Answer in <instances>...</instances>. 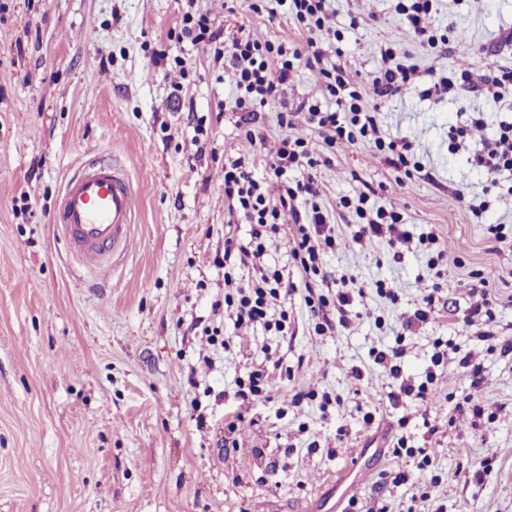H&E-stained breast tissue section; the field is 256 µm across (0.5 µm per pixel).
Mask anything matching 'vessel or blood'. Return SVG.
Listing matches in <instances>:
<instances>
[{"label": "vessel or blood", "instance_id": "vessel-or-blood-1", "mask_svg": "<svg viewBox=\"0 0 512 512\" xmlns=\"http://www.w3.org/2000/svg\"><path fill=\"white\" fill-rule=\"evenodd\" d=\"M134 218V189L122 165L88 159L65 183L52 222L72 256L102 271L120 257Z\"/></svg>", "mask_w": 512, "mask_h": 512}]
</instances>
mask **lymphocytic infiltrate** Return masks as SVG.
<instances>
[{"label":"lymphocytic infiltrate","instance_id":"obj_1","mask_svg":"<svg viewBox=\"0 0 512 512\" xmlns=\"http://www.w3.org/2000/svg\"><path fill=\"white\" fill-rule=\"evenodd\" d=\"M285 6L298 28L307 35L305 49H298L287 41L260 40L244 29L230 33L217 27L204 15H184L180 37L194 42L208 43L215 62L221 63L223 78L236 92L237 124L250 128L258 118V111L267 104L279 105V124L291 127L298 119L314 129L315 140L283 136L271 158L270 169L274 185L257 181L245 157L239 156L224 163V199L227 203L231 230L224 233V303L233 309L237 323H266L269 300H284L295 285L283 273H261L259 278L243 283L232 270L237 265L263 256L266 240L280 234L282 211H290L289 253L302 274L307 292L306 304L315 320L318 334H333L348 325L351 298L345 291L344 280L336 279L323 268L322 255L335 245V227L330 215L317 200L318 188L314 177L305 181H290L288 173L298 167L315 168L336 144L364 141L383 151L388 165L397 170L408 169L412 147L404 140H384L372 104L399 96L412 88H422L424 96L443 99L458 91L473 90L489 105L499 107L512 101V68L498 59L495 52L485 55L484 74L480 85L461 80L453 71L419 70L414 65L399 63L400 52L393 44L380 47L381 65L371 79L356 84L347 77L344 66H327L328 53L324 49L322 32L329 28L331 18L328 0H277ZM438 0H410L398 4L397 10L424 48L446 44L447 34L438 33L429 17ZM305 60L308 68L320 70L324 90L336 101L332 110H322L319 103L288 100L297 60ZM472 165L483 168L491 178L512 173V123H502L498 138L483 152L470 158ZM367 193H360L356 202L342 201L341 206L358 220L356 241L388 237L391 245L410 247L412 243H434V235L412 237L403 226V218L396 211L377 210L368 215L365 206ZM247 223L248 237H239L234 225ZM281 380L277 366L266 365L250 372L240 381L236 396L237 407L225 420L228 432L239 431L254 403L276 391Z\"/></svg>","mask_w":512,"mask_h":512}]
</instances>
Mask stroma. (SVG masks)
I'll list each match as a JSON object with an SVG mask.
<instances>
[{
	"label": "stroma",
	"instance_id": "stroma-1",
	"mask_svg": "<svg viewBox=\"0 0 512 512\" xmlns=\"http://www.w3.org/2000/svg\"><path fill=\"white\" fill-rule=\"evenodd\" d=\"M397 2L331 0L353 82L380 67L387 42L420 68L465 70L475 82L481 50H499L512 66V44L501 43L512 0H442L431 24L465 38L466 57L430 56ZM187 12L305 45L275 0H0V512H328L330 501L344 512L338 485L356 452L374 465L355 493L357 512H408L416 500L423 512H512V353L501 352L512 341V180L491 183L467 160L512 112H486L484 128L454 151L449 127L483 110L481 99L413 91L380 103L385 136L408 140L425 176L407 179L362 144L337 146L311 173L335 219L324 266L351 280L347 328L315 334L301 273L279 237L261 263L298 285L270 310L287 311L288 332L239 326L215 261L224 252V160L245 156L269 182L275 141L314 131L302 119L281 128L270 104L251 143L209 47L170 35ZM178 59L187 112L166 106L165 74ZM93 157L119 160L136 190L129 244L104 275L71 258L50 222L66 179ZM369 187L371 206L399 212L413 235L435 234L438 266L430 252L384 238L354 241L358 226L339 218V201ZM456 190L466 204L452 202ZM481 202L488 208L474 217L468 206ZM488 268L500 273L489 286L490 341L464 324L476 301L471 276ZM380 281L392 296L378 293ZM430 293L450 317L406 337L401 358L375 363ZM206 327L222 344H208ZM439 338L453 351L436 363ZM268 358L281 364L280 390L255 402L237 447H225L237 382ZM465 358L483 370L479 391ZM430 372L433 402L389 401L400 382L417 385ZM298 392L307 400L284 404ZM470 394L483 417L456 411ZM400 437L436 459L425 470L409 465V482L395 485L389 449ZM483 460V480L470 478Z\"/></svg>",
	"mask_w": 512,
	"mask_h": 512
}]
</instances>
